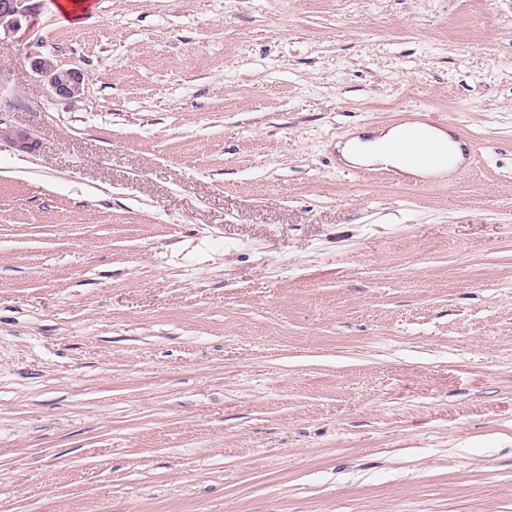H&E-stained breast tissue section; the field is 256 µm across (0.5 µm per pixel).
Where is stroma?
I'll list each match as a JSON object with an SVG mask.
<instances>
[{
    "instance_id": "35a3bbf8",
    "label": "stroma",
    "mask_w": 512,
    "mask_h": 512,
    "mask_svg": "<svg viewBox=\"0 0 512 512\" xmlns=\"http://www.w3.org/2000/svg\"><path fill=\"white\" fill-rule=\"evenodd\" d=\"M59 2L0 36V512H512V0ZM415 112L471 165L339 162ZM31 70L48 79L54 95L58 98L79 101L84 91V75L75 68H62L53 62L48 55L29 56ZM12 106L11 100H4L0 96V140H11L22 150H32L34 142L31 140L30 135L23 130L14 128L1 117L2 112H8Z\"/></svg>"
}]
</instances>
